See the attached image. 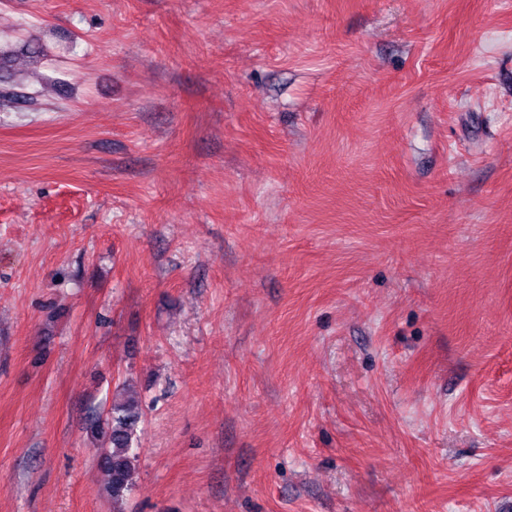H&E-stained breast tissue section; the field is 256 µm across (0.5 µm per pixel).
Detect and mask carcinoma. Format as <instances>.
I'll return each mask as SVG.
<instances>
[{
	"instance_id": "carcinoma-1",
	"label": "carcinoma",
	"mask_w": 512,
	"mask_h": 512,
	"mask_svg": "<svg viewBox=\"0 0 512 512\" xmlns=\"http://www.w3.org/2000/svg\"><path fill=\"white\" fill-rule=\"evenodd\" d=\"M140 422L138 396L124 384L112 394L109 406L97 411L85 426L86 435L97 443L105 493L118 512L136 485Z\"/></svg>"
}]
</instances>
